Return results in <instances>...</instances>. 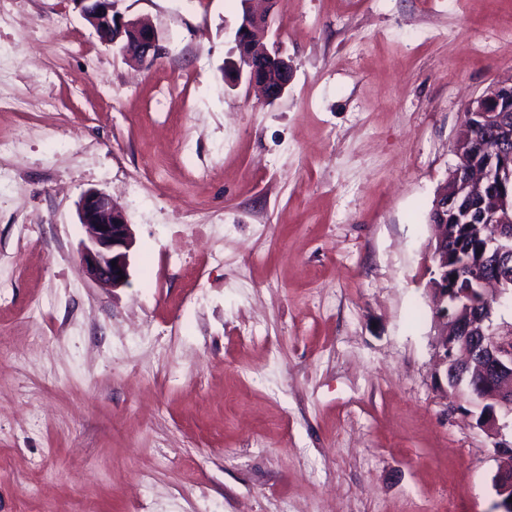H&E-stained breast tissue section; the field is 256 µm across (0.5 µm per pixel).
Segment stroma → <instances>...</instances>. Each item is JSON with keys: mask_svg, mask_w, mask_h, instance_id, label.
Returning <instances> with one entry per match:
<instances>
[{"mask_svg": "<svg viewBox=\"0 0 512 512\" xmlns=\"http://www.w3.org/2000/svg\"><path fill=\"white\" fill-rule=\"evenodd\" d=\"M0 0V512H501L435 384L425 215L512 74V0H280L293 65L224 79L241 0ZM112 195L130 279L83 271ZM84 18L99 39L128 59L152 63L160 55L157 30L138 20L125 19L113 13L112 0H79ZM78 215L87 232V239L81 243L80 261L89 278L112 288L127 285L133 238L124 212L112 196L91 190L82 196Z\"/></svg>", "mask_w": 512, "mask_h": 512, "instance_id": "obj_1", "label": "stroma"}]
</instances>
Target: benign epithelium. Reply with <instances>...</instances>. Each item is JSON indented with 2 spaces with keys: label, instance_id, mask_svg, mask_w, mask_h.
Returning <instances> with one entry per match:
<instances>
[{
  "label": "benign epithelium",
  "instance_id": "7a95c632",
  "mask_svg": "<svg viewBox=\"0 0 512 512\" xmlns=\"http://www.w3.org/2000/svg\"><path fill=\"white\" fill-rule=\"evenodd\" d=\"M84 18L97 36L125 58L151 63L161 52L154 28L113 13L112 0H79ZM252 0H243V14L235 41L249 44V53L235 65L229 81L246 79L259 89L261 99L271 104L281 98L290 81L280 77L288 59L268 49L263 38L268 31L274 0L258 13ZM470 128L460 127L454 143L459 163L452 175L461 180L455 194L443 185L435 197V208L450 221L474 224L484 236L483 263L494 267L486 278L477 273L461 294L480 296L465 302L456 317L448 319V282L429 280L427 290L435 314L434 347L438 358L436 381L445 395L465 398L486 408L477 425L500 430L498 412L512 414V326L494 330V303L512 297V76L496 82L491 92L464 113ZM480 136L485 165L470 162L466 145ZM80 224L87 232L81 243L80 261L90 279L121 288L130 277L132 232L124 212L109 194L91 190L78 204ZM430 271L448 268V225L433 224ZM498 455L511 465L496 474L495 492L503 512H512V442L495 445Z\"/></svg>",
  "mask_w": 512,
  "mask_h": 512
}]
</instances>
